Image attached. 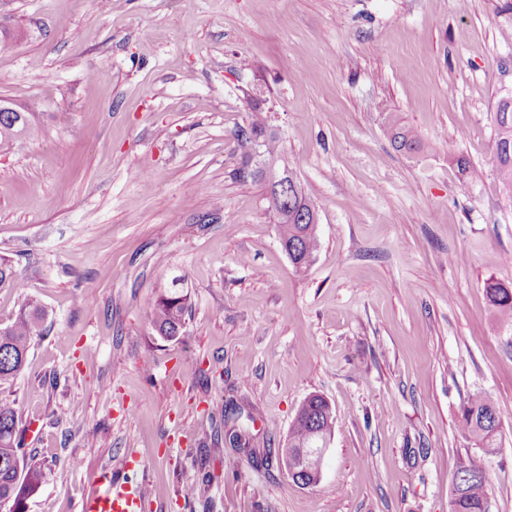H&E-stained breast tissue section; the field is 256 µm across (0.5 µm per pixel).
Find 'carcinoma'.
I'll return each mask as SVG.
<instances>
[{
	"label": "carcinoma",
	"mask_w": 512,
	"mask_h": 512,
	"mask_svg": "<svg viewBox=\"0 0 512 512\" xmlns=\"http://www.w3.org/2000/svg\"><path fill=\"white\" fill-rule=\"evenodd\" d=\"M494 146L486 166L497 174L502 193L512 202V111L494 112ZM37 133V126L30 113L0 112V151L14 150L27 144ZM234 138L241 148L256 143L261 153L274 158L282 167H291L280 138L266 122L258 109L248 121L236 127ZM391 139L399 151L416 153L423 149L422 141L408 128L393 124ZM311 201L303 184L298 189L288 188V212L301 211ZM271 210L274 224L288 258L297 271L307 269L318 252L320 243L315 228L302 224L299 219L282 218L278 210ZM23 288L11 263L0 258V289ZM485 294L496 320L512 328V288L499 282H488ZM188 312V298L173 289L159 293L150 304V316L157 333L175 339L183 333ZM46 311L41 302L28 297L13 320L0 326V391L13 385L23 372L33 339L43 335ZM463 434L476 445L481 453L467 457L459 463L450 488L451 512H489L487 487L489 477L484 455L497 450V435L501 420L492 401L476 396L463 405L459 418ZM335 418L328 402L319 395H310L302 402L288 432V467H296L300 476L312 479L301 472L299 460L302 451L319 448L324 440L334 434ZM25 448L19 430V415L15 402L0 396V506L8 512H22L24 502L42 484L44 473L35 464H23Z\"/></svg>",
	"instance_id": "cac0c4a2"
}]
</instances>
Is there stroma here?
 <instances>
[{
    "label": "stroma",
    "instance_id": "obj_1",
    "mask_svg": "<svg viewBox=\"0 0 512 512\" xmlns=\"http://www.w3.org/2000/svg\"><path fill=\"white\" fill-rule=\"evenodd\" d=\"M510 94L512 0H0V97L40 128L0 152L24 284L0 324L47 311L6 392L45 472L26 512H74L110 474L148 483L144 512H450L477 395L501 419L489 510L512 512V330L484 292L512 287L485 168ZM256 108L318 210L303 272L234 176ZM394 118L423 151L393 147ZM176 282L191 312L166 340L149 304ZM312 394L336 418L317 485L221 438L282 446Z\"/></svg>",
    "mask_w": 512,
    "mask_h": 512
}]
</instances>
